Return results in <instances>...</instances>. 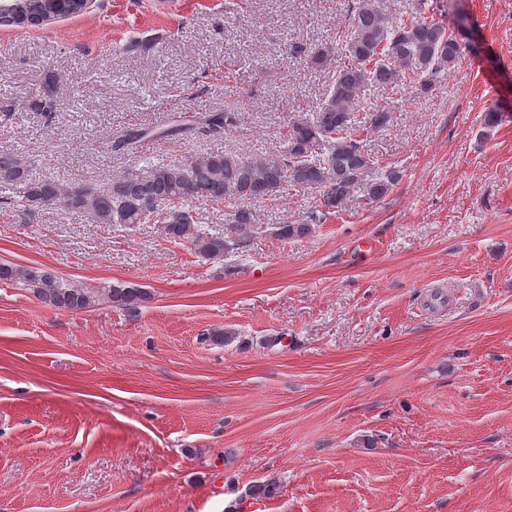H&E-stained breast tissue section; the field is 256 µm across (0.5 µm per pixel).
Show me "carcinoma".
Masks as SVG:
<instances>
[{
    "label": "carcinoma",
    "instance_id": "1",
    "mask_svg": "<svg viewBox=\"0 0 512 512\" xmlns=\"http://www.w3.org/2000/svg\"><path fill=\"white\" fill-rule=\"evenodd\" d=\"M424 8L425 0H415L412 15L397 18L368 0L349 5L344 60L336 65L333 87L318 111L289 122L286 148L279 154L241 156L217 151L183 164L148 161L102 186L74 183L63 188L51 179L33 177L18 155L0 152V185L20 188L29 207L60 206L114 230L154 222L164 237L189 244L206 260L220 259L236 249L235 235L255 223L252 204L281 196L290 187L312 189L319 192V198L304 222L277 227L278 237L285 241L306 237L327 214L345 209L357 189L365 188L368 199L376 201L399 182L400 171L395 167L368 179L374 160L357 138L355 114L373 88L411 82L422 94L431 91L437 75L452 69L461 58V45L443 19L425 15ZM82 10L79 0H17L12 10L0 13V27L39 26L49 18L73 17ZM336 54V47L326 43L314 49L310 63L326 67ZM391 119L390 107L371 108V127L383 129ZM239 122L237 112H205L191 124L179 123L161 131L131 129L111 143V151L128 152L147 137L218 133ZM199 201L231 206L224 230L202 221L196 208ZM0 283L71 312L87 310L102 300L133 312L148 299V293L136 285L92 288L40 267L10 262L0 263Z\"/></svg>",
    "mask_w": 512,
    "mask_h": 512
}]
</instances>
